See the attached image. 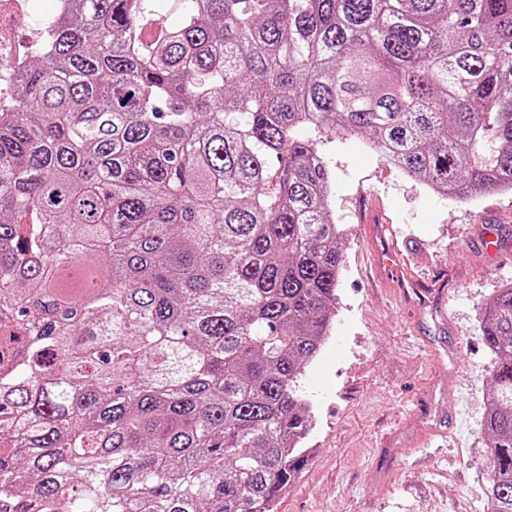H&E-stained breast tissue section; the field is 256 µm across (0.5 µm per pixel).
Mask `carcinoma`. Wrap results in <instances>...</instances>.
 Masks as SVG:
<instances>
[{
	"label": "carcinoma",
	"instance_id": "1",
	"mask_svg": "<svg viewBox=\"0 0 512 512\" xmlns=\"http://www.w3.org/2000/svg\"><path fill=\"white\" fill-rule=\"evenodd\" d=\"M75 0L0 110V512H276L343 267L299 130L512 191V0ZM487 512H512V285Z\"/></svg>",
	"mask_w": 512,
	"mask_h": 512
}]
</instances>
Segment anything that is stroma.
<instances>
[{
  "instance_id": "1",
  "label": "stroma",
  "mask_w": 512,
  "mask_h": 512,
  "mask_svg": "<svg viewBox=\"0 0 512 512\" xmlns=\"http://www.w3.org/2000/svg\"><path fill=\"white\" fill-rule=\"evenodd\" d=\"M330 217L344 265L329 339L300 382L309 458L279 512H486L482 427L492 357L480 321L512 283V193L451 201L368 151L323 134ZM397 233L407 272L435 303L404 299L370 265L369 210ZM498 245L485 250V240Z\"/></svg>"
}]
</instances>
